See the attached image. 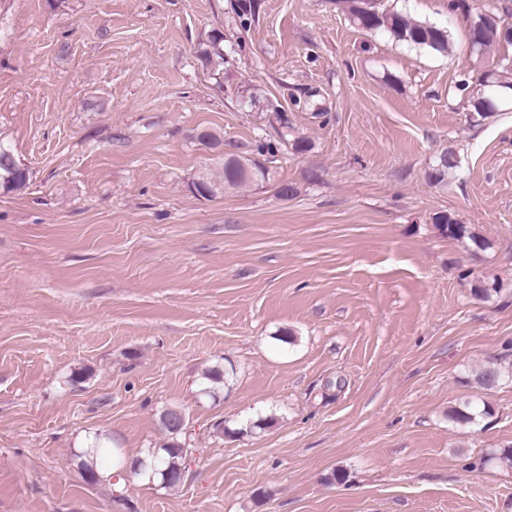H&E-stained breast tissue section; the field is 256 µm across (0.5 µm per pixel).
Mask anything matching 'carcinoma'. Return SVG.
Masks as SVG:
<instances>
[{
	"mask_svg": "<svg viewBox=\"0 0 512 512\" xmlns=\"http://www.w3.org/2000/svg\"><path fill=\"white\" fill-rule=\"evenodd\" d=\"M336 10L346 15L357 27L367 32H384L398 41L431 53L447 55L453 44L448 38V30L433 23L417 20L399 11H378L369 6L367 0H335ZM468 44L474 46L472 55L483 58L499 47L512 45V27L497 25L494 29L483 30L469 26ZM201 62L209 69L220 72L224 65V33L218 30L208 36L207 48L199 53ZM512 102V59L502 57L492 69L484 72L481 80L476 82V93L472 94L470 103L473 108L471 121L481 123L496 113L504 110ZM288 119L280 122L278 134L283 142H291L296 153L312 150L313 144L304 138L288 139ZM272 142L258 141L255 151L242 154L220 155L222 162L220 176L215 177L209 171L201 172L193 182L197 195L203 198L213 197L224 192L226 188H240L250 185L265 184L273 180V171L258 160V157L275 152ZM457 168L455 154L446 149L435 155L432 164L426 170V179L435 185L448 184V175ZM28 173L19 165L12 150L0 143V190L21 192L27 187ZM438 232L456 240L474 252L484 251L491 243L477 233L468 224L460 223L450 212H439L432 217ZM512 378V372L503 371L498 365L487 364L474 371L473 380L483 390L497 387L505 378ZM487 402L465 403V408H453L448 411V418L465 425H476L480 416L491 415ZM177 411L167 409L160 415L161 425L168 436V442L154 449L143 458L136 459L132 469L135 476L149 475L157 478L167 487L180 485L185 477V459L188 449L177 440L185 430V424H176L172 417ZM90 461L81 463L82 474L89 482L98 480L99 464L111 463L120 457V453L106 446L105 441L97 438L85 448Z\"/></svg>",
	"mask_w": 512,
	"mask_h": 512,
	"instance_id": "carcinoma-1",
	"label": "carcinoma"
}]
</instances>
